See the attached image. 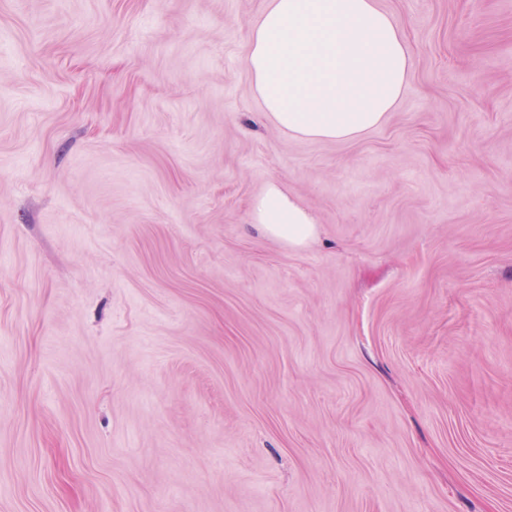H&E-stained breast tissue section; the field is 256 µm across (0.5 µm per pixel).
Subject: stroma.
<instances>
[{"mask_svg": "<svg viewBox=\"0 0 512 512\" xmlns=\"http://www.w3.org/2000/svg\"><path fill=\"white\" fill-rule=\"evenodd\" d=\"M265 4L0 0V512H512V0H378L343 142L262 118ZM253 223L266 235L292 248H303L317 236L312 215L277 182H269L252 200Z\"/></svg>", "mask_w": 512, "mask_h": 512, "instance_id": "35a3bbf8", "label": "stroma"}]
</instances>
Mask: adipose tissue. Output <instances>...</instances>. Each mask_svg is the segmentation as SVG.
<instances>
[{"label":"adipose tissue","mask_w":512,"mask_h":512,"mask_svg":"<svg viewBox=\"0 0 512 512\" xmlns=\"http://www.w3.org/2000/svg\"><path fill=\"white\" fill-rule=\"evenodd\" d=\"M266 119L314 141H346L382 124L412 59L404 32L376 0H268L246 59ZM252 219L292 248L312 242V215L279 183L254 197Z\"/></svg>","instance_id":"ef3b65f1"}]
</instances>
